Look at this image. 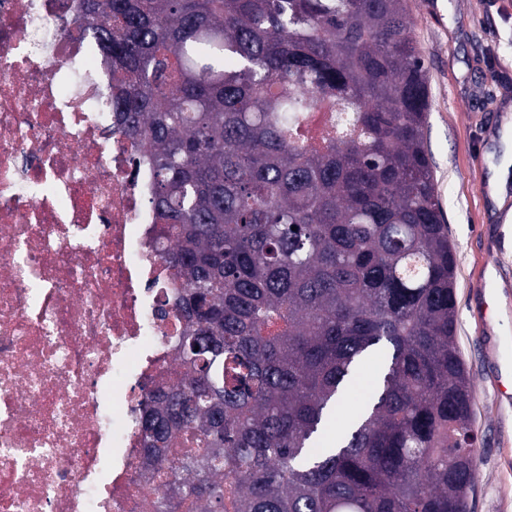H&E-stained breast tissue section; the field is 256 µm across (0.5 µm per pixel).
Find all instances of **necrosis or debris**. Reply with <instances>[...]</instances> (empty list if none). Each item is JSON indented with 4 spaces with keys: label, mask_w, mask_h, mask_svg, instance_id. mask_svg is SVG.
<instances>
[{
    "label": "necrosis or debris",
    "mask_w": 512,
    "mask_h": 512,
    "mask_svg": "<svg viewBox=\"0 0 512 512\" xmlns=\"http://www.w3.org/2000/svg\"><path fill=\"white\" fill-rule=\"evenodd\" d=\"M80 0H0V512H200L138 426L182 372L140 142Z\"/></svg>",
    "instance_id": "obj_1"
}]
</instances>
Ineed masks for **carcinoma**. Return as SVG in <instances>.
Segmentation results:
<instances>
[{
	"label": "carcinoma",
	"mask_w": 512,
	"mask_h": 512,
	"mask_svg": "<svg viewBox=\"0 0 512 512\" xmlns=\"http://www.w3.org/2000/svg\"><path fill=\"white\" fill-rule=\"evenodd\" d=\"M185 371L140 416L202 512H469L472 383L407 0H83ZM372 390L340 414L360 365Z\"/></svg>",
	"instance_id": "1"
}]
</instances>
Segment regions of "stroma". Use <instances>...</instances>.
<instances>
[{"mask_svg": "<svg viewBox=\"0 0 512 512\" xmlns=\"http://www.w3.org/2000/svg\"><path fill=\"white\" fill-rule=\"evenodd\" d=\"M430 88L427 145L454 246L456 342L474 390L477 480L471 512H512V398L493 387V350L512 344V191L485 194L492 135L512 122V0H408ZM494 279L498 319L475 311L483 274Z\"/></svg>", "mask_w": 512, "mask_h": 512, "instance_id": "35a3bbf8", "label": "stroma"}]
</instances>
